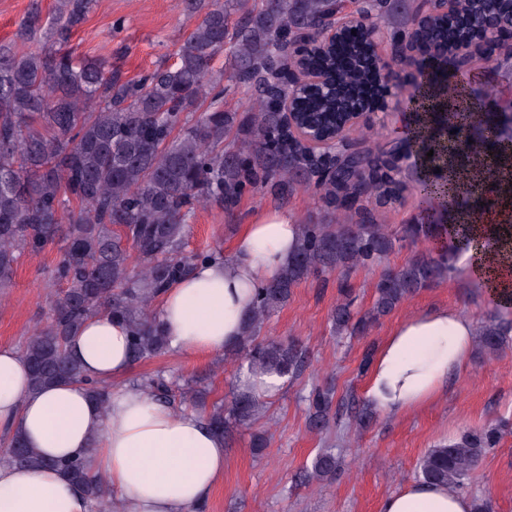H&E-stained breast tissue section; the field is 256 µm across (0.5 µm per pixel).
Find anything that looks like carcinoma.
<instances>
[{"label": "carcinoma", "instance_id": "1", "mask_svg": "<svg viewBox=\"0 0 512 512\" xmlns=\"http://www.w3.org/2000/svg\"><path fill=\"white\" fill-rule=\"evenodd\" d=\"M95 0H57L51 16L33 4L19 26L21 41L40 37L46 46L20 52L0 45V288L13 283L18 257L59 247L56 276L65 287L51 300L46 324L24 346L29 386L42 389L56 381L88 383L89 393L106 408L109 392L87 382L80 364L66 352L68 339L95 314L119 315L130 336L132 361L161 356L169 348L152 306L163 291L197 263L219 252L188 253V218L202 204L233 211L248 194L283 199L314 190L319 217L298 225V245L277 277L256 294L242 336L228 353L242 356L250 374L298 376L306 363L294 343L258 340L270 316L288 304L293 288L336 271L372 267L397 244L432 238L438 224H407L396 233L383 225L379 209L404 189L399 170L379 164L383 153H363L322 177L320 158L287 140L281 101L288 98L290 57L299 37L351 8L379 31L394 50L416 34L439 54L448 38L464 42L476 29L512 18V0H460L452 17L430 19L415 29L420 0H184L185 10L202 14L184 38L171 66L160 65L136 80H125L105 63L77 65L57 45L66 43L85 20ZM225 53L224 75L213 58ZM372 53L353 57L336 83L364 101L378 76ZM250 92L248 107L224 109L227 96ZM448 97L459 95L462 110L448 113L459 127L461 112L482 113L481 98L467 85L447 84ZM300 111L325 129L340 118L336 89L311 90ZM494 148L479 135L469 144L468 162L483 163ZM361 169L372 175L357 184L363 205L357 210L336 203V188ZM76 201L77 206L70 205ZM456 251L413 254L402 266L385 270L374 284L372 308L354 311L353 290L341 289L332 312L336 333L364 336L398 304L456 272ZM512 338V321L489 316L476 329L479 349L499 353ZM151 395L174 404L172 389L157 374L139 383ZM264 411L252 387L236 385L229 403L205 413L209 425L225 435L249 426ZM309 424L321 431L340 421L335 389L322 386L308 399ZM501 423L438 445L422 456L417 477L458 490L481 459L497 447ZM3 459L19 467H49L81 485L97 512H114L106 480L93 475L83 459L46 460L14 435L0 447ZM339 458L318 454L307 476L336 475Z\"/></svg>", "mask_w": 512, "mask_h": 512}]
</instances>
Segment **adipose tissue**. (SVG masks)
<instances>
[{
    "label": "adipose tissue",
    "instance_id": "obj_1",
    "mask_svg": "<svg viewBox=\"0 0 512 512\" xmlns=\"http://www.w3.org/2000/svg\"><path fill=\"white\" fill-rule=\"evenodd\" d=\"M467 223L476 245L464 254L471 278L502 313L512 312V247L485 246L494 224L512 222V194L495 214L449 212ZM295 215L274 211L245 225L231 255L196 264L161 295L157 320L171 348L218 355L236 342L255 291L273 280L297 247ZM473 318L454 307L411 316L386 337L373 358L365 398L388 414L417 410L463 371L474 342ZM90 380L120 381L132 367L121 317H89L66 347ZM28 363L0 345V431L17 432L48 459L81 458L104 476L121 512H192L224 477V439L192 409L174 410L142 388L121 385L100 409L84 385L60 382L31 390ZM91 502L54 469L0 462V512H90ZM381 512H474V500L446 486L419 482L387 496Z\"/></svg>",
    "mask_w": 512,
    "mask_h": 512
}]
</instances>
